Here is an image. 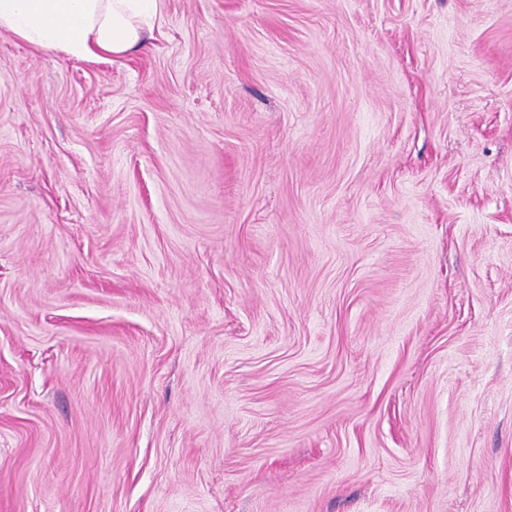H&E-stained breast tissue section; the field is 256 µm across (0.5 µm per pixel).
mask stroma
<instances>
[{
  "instance_id": "obj_1",
  "label": "stroma",
  "mask_w": 512,
  "mask_h": 512,
  "mask_svg": "<svg viewBox=\"0 0 512 512\" xmlns=\"http://www.w3.org/2000/svg\"><path fill=\"white\" fill-rule=\"evenodd\" d=\"M0 512H512V0L0 31Z\"/></svg>"
}]
</instances>
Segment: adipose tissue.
I'll use <instances>...</instances> for the list:
<instances>
[{"label": "adipose tissue", "instance_id": "1", "mask_svg": "<svg viewBox=\"0 0 512 512\" xmlns=\"http://www.w3.org/2000/svg\"><path fill=\"white\" fill-rule=\"evenodd\" d=\"M163 0H0V31L83 60L119 59L154 40Z\"/></svg>", "mask_w": 512, "mask_h": 512}]
</instances>
